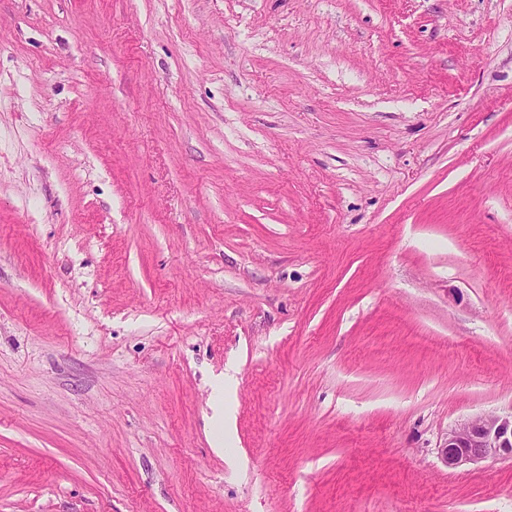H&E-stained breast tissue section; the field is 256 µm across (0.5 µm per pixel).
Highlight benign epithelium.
I'll use <instances>...</instances> for the list:
<instances>
[{
    "label": "benign epithelium",
    "mask_w": 512,
    "mask_h": 512,
    "mask_svg": "<svg viewBox=\"0 0 512 512\" xmlns=\"http://www.w3.org/2000/svg\"><path fill=\"white\" fill-rule=\"evenodd\" d=\"M439 455L449 469L488 459L512 461V410L480 415L450 430L439 447Z\"/></svg>",
    "instance_id": "1"
}]
</instances>
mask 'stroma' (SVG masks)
<instances>
[{"label":"stroma","instance_id":"35a3bbf8","mask_svg":"<svg viewBox=\"0 0 512 512\" xmlns=\"http://www.w3.org/2000/svg\"><path fill=\"white\" fill-rule=\"evenodd\" d=\"M512 0H0V512H512ZM439 455L449 469L488 459L512 461V410L480 415L451 429L439 447Z\"/></svg>","mask_w":512,"mask_h":512}]
</instances>
